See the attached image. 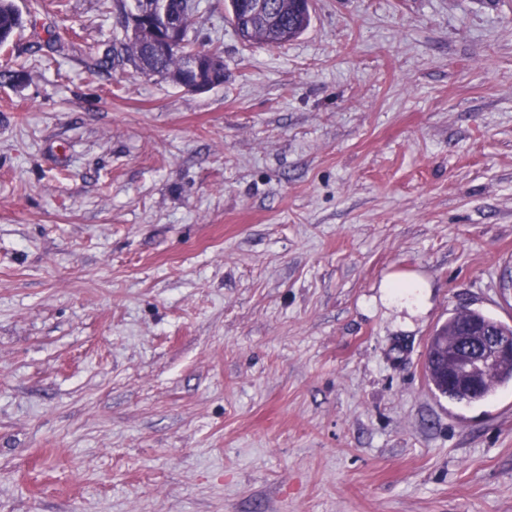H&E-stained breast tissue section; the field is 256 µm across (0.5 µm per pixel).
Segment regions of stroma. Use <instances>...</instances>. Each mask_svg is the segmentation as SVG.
<instances>
[{
	"label": "stroma",
	"instance_id": "35a3bbf8",
	"mask_svg": "<svg viewBox=\"0 0 512 512\" xmlns=\"http://www.w3.org/2000/svg\"><path fill=\"white\" fill-rule=\"evenodd\" d=\"M312 5L268 48L200 0L199 92L97 71L102 0L0 49V512H512V385L425 372L512 325V0ZM471 320H478L492 327H498L501 334L509 335L511 338L499 336L482 325H472L465 335L460 337L457 348L448 352V370L452 381L471 388H478L489 367L504 358L512 357L511 325L479 310L469 308L457 311L448 317V320L436 329L430 339L425 367L428 383L434 392L457 403L471 404L483 401L492 396L498 388L512 383V362L504 360L487 374L479 391L468 393L448 389L438 365L434 363L433 356L438 354L447 343L451 345L455 336L458 335L460 326Z\"/></svg>",
	"mask_w": 512,
	"mask_h": 512
}]
</instances>
